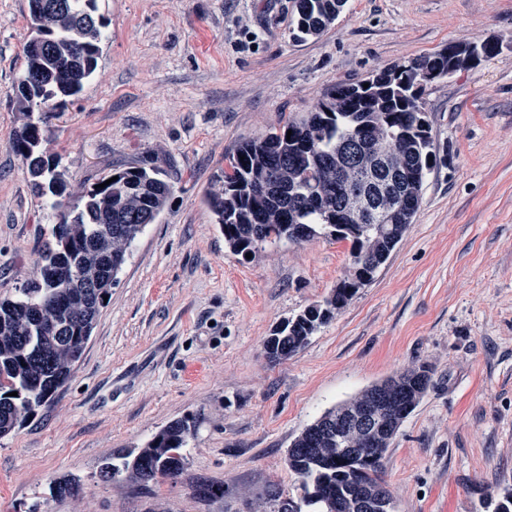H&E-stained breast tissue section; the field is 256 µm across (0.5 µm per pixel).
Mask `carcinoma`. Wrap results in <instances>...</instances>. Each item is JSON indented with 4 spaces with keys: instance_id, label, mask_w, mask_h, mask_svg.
I'll list each match as a JSON object with an SVG mask.
<instances>
[{
    "instance_id": "obj_1",
    "label": "carcinoma",
    "mask_w": 512,
    "mask_h": 512,
    "mask_svg": "<svg viewBox=\"0 0 512 512\" xmlns=\"http://www.w3.org/2000/svg\"><path fill=\"white\" fill-rule=\"evenodd\" d=\"M97 0H26V66L15 86L24 122L11 143L34 194L49 199L57 222L37 262L38 275L0 299V438L14 432L50 402L72 378L94 326L132 247L156 223L174 185L158 160L102 175L101 188L76 187L60 171L62 158L50 149L49 121L57 103L82 93L94 76L104 18L94 17ZM347 0H294V36L318 37L334 24ZM464 52L442 49L398 69L370 75L363 83L340 84L306 112L268 133L243 139L227 157L218 184L205 202L237 255L266 243L307 241L319 234L350 242V258L390 253L412 223L428 174L446 157L434 145L420 98L428 80L477 66L495 56L488 41L465 42ZM292 135H287V131ZM389 181L402 207L390 224L361 221L344 207L350 195L369 196L376 209L387 200L372 193V180ZM356 293L348 277L330 295L310 305L268 337L273 362L302 349L318 329ZM396 417L363 449L347 435L336 439V412L325 411L288 448L287 464L304 495L289 501L290 512H351L360 490L385 484L384 458L405 419L427 392L430 368H405L389 377ZM193 436L184 417L160 429L144 447L104 462L100 477L127 474L140 484L177 479L184 448ZM57 497L73 496L70 478L52 482Z\"/></svg>"
}]
</instances>
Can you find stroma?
Masks as SVG:
<instances>
[{
  "mask_svg": "<svg viewBox=\"0 0 512 512\" xmlns=\"http://www.w3.org/2000/svg\"><path fill=\"white\" fill-rule=\"evenodd\" d=\"M95 78L52 119L71 183L157 156L174 192L132 248L74 376L0 439V512H277L300 499L295 437L403 368L430 386L394 437L395 512H493L512 488V0H348L322 35H292L291 0H97ZM25 0H0V299L33 279L55 218L10 148ZM499 55L435 79L421 106L445 163L372 281L308 343L272 362V331L323 301L350 244L317 236L232 253L204 198L241 139L337 84L451 43ZM195 433L176 480L102 482L104 460L171 421ZM68 476L77 494L54 496ZM223 488L199 498L200 482Z\"/></svg>",
  "mask_w": 512,
  "mask_h": 512,
  "instance_id": "obj_1",
  "label": "stroma"
}]
</instances>
